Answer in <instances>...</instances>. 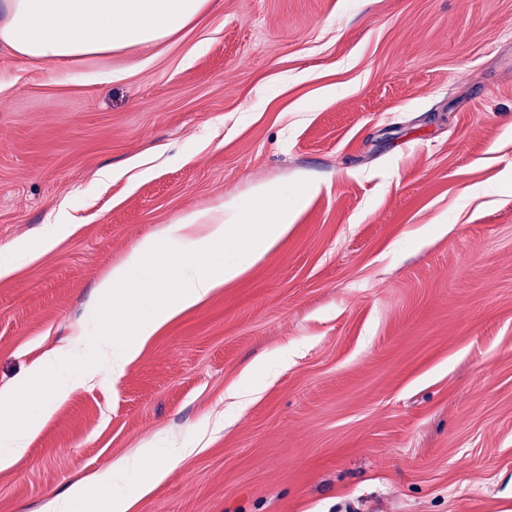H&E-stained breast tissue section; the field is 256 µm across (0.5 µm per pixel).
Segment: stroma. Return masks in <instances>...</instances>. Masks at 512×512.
Returning <instances> with one entry per match:
<instances>
[{"mask_svg":"<svg viewBox=\"0 0 512 512\" xmlns=\"http://www.w3.org/2000/svg\"><path fill=\"white\" fill-rule=\"evenodd\" d=\"M270 184L306 196L287 234L58 404L0 512L143 450L169 474L131 512H512V0H216L150 48L1 47L0 247L84 222L0 279V387L54 348L96 369L112 267Z\"/></svg>","mask_w":512,"mask_h":512,"instance_id":"stroma-1","label":"stroma"}]
</instances>
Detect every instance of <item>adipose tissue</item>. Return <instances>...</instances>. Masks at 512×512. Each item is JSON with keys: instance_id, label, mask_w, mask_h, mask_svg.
Wrapping results in <instances>:
<instances>
[{"instance_id": "obj_1", "label": "adipose tissue", "mask_w": 512, "mask_h": 512, "mask_svg": "<svg viewBox=\"0 0 512 512\" xmlns=\"http://www.w3.org/2000/svg\"><path fill=\"white\" fill-rule=\"evenodd\" d=\"M211 0H0V46L17 58L57 62L109 55L151 46L175 35L201 16ZM296 207L278 185L264 187L247 207L190 212L171 225L170 246L147 237L98 286L92 305L100 335L99 359L120 379L140 347L167 321L237 278L260 251L288 230ZM236 245L233 259L201 264L200 256L224 243ZM178 280L175 288L167 280ZM145 305L150 313L129 318L101 315L108 302ZM63 350L44 353L24 380L0 389V470L19 463L45 413H28L24 399L41 395L47 406L61 403L71 386L54 377Z\"/></svg>"}]
</instances>
